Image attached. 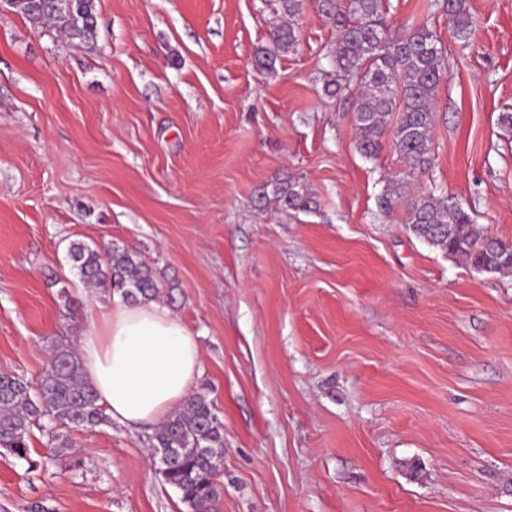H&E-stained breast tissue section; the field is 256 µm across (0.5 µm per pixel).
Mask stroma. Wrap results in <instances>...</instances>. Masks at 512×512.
Instances as JSON below:
<instances>
[{
  "instance_id": "stroma-1",
  "label": "stroma",
  "mask_w": 512,
  "mask_h": 512,
  "mask_svg": "<svg viewBox=\"0 0 512 512\" xmlns=\"http://www.w3.org/2000/svg\"><path fill=\"white\" fill-rule=\"evenodd\" d=\"M388 0L390 35L427 23L448 58L430 168L385 134L357 149L355 85L331 95L341 27L304 0L294 49L253 65L273 0H98L93 41L0 11V373L37 382L55 345L112 304L71 242L139 253L177 287L224 423L218 512H512V274L474 271L416 237L395 183L458 200L512 241V0ZM304 183L310 211L253 199ZM148 428L0 448V512H187ZM443 9L452 23L455 38L462 42L463 48H468L473 33V23L466 0H443Z\"/></svg>"
}]
</instances>
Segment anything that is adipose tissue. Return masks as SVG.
I'll return each mask as SVG.
<instances>
[{"mask_svg": "<svg viewBox=\"0 0 512 512\" xmlns=\"http://www.w3.org/2000/svg\"><path fill=\"white\" fill-rule=\"evenodd\" d=\"M77 350L107 414L131 427L164 423L202 373L196 337L156 301L114 299L78 337Z\"/></svg>", "mask_w": 512, "mask_h": 512, "instance_id": "ef3b65f1", "label": "adipose tissue"}]
</instances>
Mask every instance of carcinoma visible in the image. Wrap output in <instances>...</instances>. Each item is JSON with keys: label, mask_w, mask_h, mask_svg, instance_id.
Returning a JSON list of instances; mask_svg holds the SVG:
<instances>
[{"label": "carcinoma", "mask_w": 512, "mask_h": 512, "mask_svg": "<svg viewBox=\"0 0 512 512\" xmlns=\"http://www.w3.org/2000/svg\"><path fill=\"white\" fill-rule=\"evenodd\" d=\"M12 9L33 28L51 27L72 42L86 43L97 31L96 0H14ZM321 9L329 18L344 17L332 50L336 78L328 84L339 90L341 80L349 78L359 85L355 121L360 152L376 155L390 128L398 151L411 167L430 166L433 100L448 73V58L439 37L426 23L412 24L403 35L389 37L383 0H347L344 14L339 0H321ZM443 9L455 38L469 47L473 23L466 0H443ZM296 44L293 23L281 24L273 32L272 46L260 49L256 61L261 68L272 70L280 54ZM403 200L407 201L408 228L418 238L450 257L463 259L478 272L512 270L508 258L512 244L486 234L458 202L431 193L413 197L405 184L397 183L381 197L380 204L391 208ZM257 201L282 210H309L314 198L300 182L279 179L260 188ZM68 253L89 288L117 294L129 303L175 300V286L136 252L73 242ZM42 419L52 429L93 427L108 421L84 379L77 348L71 344L53 350L34 388L19 376L0 373V448L25 461L30 469L37 467L30 457L31 428ZM148 440L159 474L180 494L187 512H216L224 423L206 395H190Z\"/></svg>", "instance_id": "carcinoma-1"}]
</instances>
